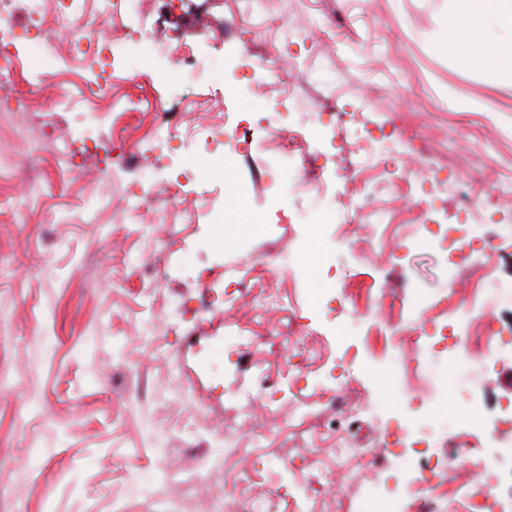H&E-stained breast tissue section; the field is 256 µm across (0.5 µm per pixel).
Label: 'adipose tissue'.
I'll return each instance as SVG.
<instances>
[{"label":"adipose tissue","instance_id":"obj_1","mask_svg":"<svg viewBox=\"0 0 512 512\" xmlns=\"http://www.w3.org/2000/svg\"><path fill=\"white\" fill-rule=\"evenodd\" d=\"M446 48L496 83L512 79V0H452Z\"/></svg>","mask_w":512,"mask_h":512}]
</instances>
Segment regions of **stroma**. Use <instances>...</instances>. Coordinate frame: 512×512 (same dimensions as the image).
I'll return each mask as SVG.
<instances>
[{"label": "stroma", "mask_w": 512, "mask_h": 512, "mask_svg": "<svg viewBox=\"0 0 512 512\" xmlns=\"http://www.w3.org/2000/svg\"><path fill=\"white\" fill-rule=\"evenodd\" d=\"M261 41L235 0H123L113 26L130 35L107 102L61 111L72 81L58 76L72 40L97 30L86 7L68 25L45 20L0 69L14 72L0 97V512H224V476L237 498L291 512L303 495L312 512L354 497L323 463L338 438L373 448L367 473L407 468L394 442L413 428L402 401L414 348L397 351L392 327H427V302L484 283L493 329L512 330V195L497 222L474 213L470 235L493 248L423 251L386 230L424 224L456 238L482 181L512 180V138L480 112L449 109L446 93L481 101L512 121V84L489 83L444 51L448 0H265ZM191 45L199 73L176 88L162 81L165 47ZM303 83L281 106L268 67ZM203 96L227 128L250 141L225 162L201 135ZM110 99V100H111ZM182 114L155 122L158 103ZM349 121L327 129L332 112ZM310 132L307 156L290 160L279 190L266 189L268 143ZM111 138V153L95 138ZM309 173L316 189L297 194ZM179 181L177 217L165 206ZM435 209L422 211L423 193ZM223 247H216V237ZM276 260L262 265L261 257ZM467 276L448 283V263ZM238 273L252 290L216 303ZM255 346L238 360L225 349L238 329ZM351 373L358 416L333 410L335 379ZM441 390L433 409L448 425L445 449L472 451L474 467L449 472L475 487L491 455L465 408L471 393L512 397V356L429 363ZM240 390L252 423L228 410L225 382ZM256 452L224 460L225 436ZM199 472V497L183 501L170 472Z\"/></svg>", "instance_id": "1"}]
</instances>
